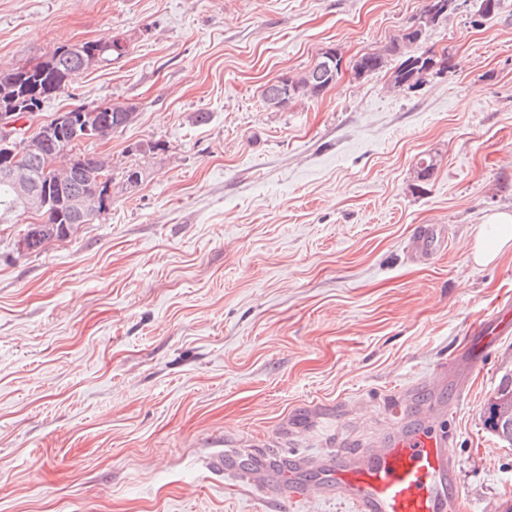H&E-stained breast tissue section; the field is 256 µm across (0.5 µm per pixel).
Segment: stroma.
<instances>
[{
    "label": "stroma",
    "mask_w": 512,
    "mask_h": 512,
    "mask_svg": "<svg viewBox=\"0 0 512 512\" xmlns=\"http://www.w3.org/2000/svg\"><path fill=\"white\" fill-rule=\"evenodd\" d=\"M425 0H0V71L63 44L121 55L47 100L123 102L133 121L82 144L112 164L91 223L21 254L0 224V512H352L280 509L212 474L223 441L320 458L393 431L431 399L410 383L462 356L471 327L512 303V249L471 247L512 213V0L431 27L451 67L390 91L397 64L355 77ZM336 49L344 74L276 110L261 91ZM208 113L194 123V113ZM438 164L417 176L420 158ZM136 167L138 187L122 172ZM443 243L412 259L416 229ZM512 335L451 389L461 496L452 512L512 504V446L485 426ZM473 244L472 255L477 263L495 260L512 243V214L496 212L486 216Z\"/></svg>",
    "instance_id": "35a3bbf8"
}]
</instances>
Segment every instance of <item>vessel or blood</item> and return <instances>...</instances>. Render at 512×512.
Wrapping results in <instances>:
<instances>
[{"mask_svg":"<svg viewBox=\"0 0 512 512\" xmlns=\"http://www.w3.org/2000/svg\"><path fill=\"white\" fill-rule=\"evenodd\" d=\"M439 245L436 229L429 227L417 233L411 251L424 258ZM511 333L512 306L507 304L471 331L469 355L453 365V372L481 365L496 342ZM420 413V423L402 424L374 448L340 450L322 459L265 452L244 468L237 448L229 444L212 454L210 467L248 483L266 502L318 497L347 502L353 512H448L459 487L450 436L437 427L446 409L429 403Z\"/></svg>","mask_w":512,"mask_h":512,"instance_id":"obj_1","label":"vessel or blood"}]
</instances>
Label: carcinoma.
Listing matches in <instances>:
<instances>
[{
    "mask_svg": "<svg viewBox=\"0 0 512 512\" xmlns=\"http://www.w3.org/2000/svg\"><path fill=\"white\" fill-rule=\"evenodd\" d=\"M431 11L430 6L424 10L429 15L424 30H414L412 24H407L384 49L362 55L355 65L373 74L383 68L387 58L395 57L398 65L393 72V89H412L408 82L416 69L420 57L419 45L424 40L426 30L439 23V20L448 18L446 14L437 18L431 15ZM121 51L122 46L116 41L110 44L87 41L76 47L63 45L55 48L43 61L1 72L0 111L14 109L32 121L46 100L64 93L78 75L111 61L112 54ZM335 81L336 74L327 68L326 60L321 59L308 71L267 86L261 98L266 107L283 109L298 98L320 95ZM103 111L112 112V123L109 127H98L99 138L107 137L110 131L126 126L129 118L135 114V107L129 104L124 108L106 106ZM17 165L29 171L36 193L41 195L48 192L50 198L55 200V206L41 213L43 223L29 231L35 247L44 239L59 235L65 227L77 223L67 205V197H82L90 202L98 190L86 170L74 167L65 166L60 169L59 173L64 175V179L63 183H57L55 175L48 171L45 159L38 151L24 154L17 160ZM24 213V202L12 183L0 177V224H9L11 219ZM487 426L500 439L512 444V376L509 374L502 377L490 400Z\"/></svg>",
    "mask_w": 512,
    "mask_h": 512,
    "instance_id": "cac0c4a2",
    "label": "carcinoma"
}]
</instances>
